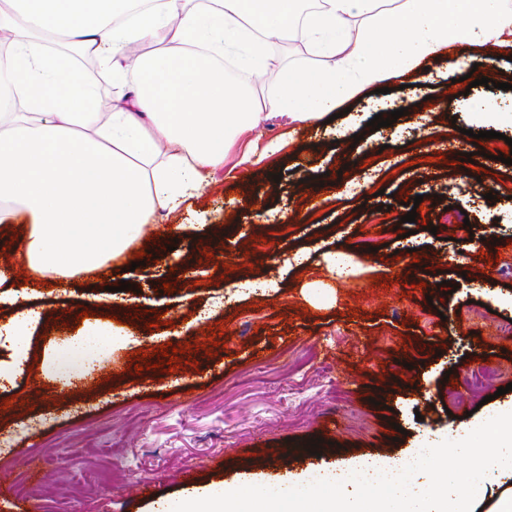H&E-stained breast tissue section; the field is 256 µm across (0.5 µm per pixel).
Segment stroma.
<instances>
[{
	"label": "stroma",
	"mask_w": 512,
	"mask_h": 512,
	"mask_svg": "<svg viewBox=\"0 0 512 512\" xmlns=\"http://www.w3.org/2000/svg\"><path fill=\"white\" fill-rule=\"evenodd\" d=\"M473 61L475 78L495 87L454 81L438 59L430 81L391 91L408 113L376 131L371 93L316 127L261 120L239 148L277 140L282 150L218 170L182 211L157 216L182 231L172 251L142 240V266L119 262L62 292L21 269L13 246L26 224H0V267H17L42 311L32 359L76 333L81 312L108 319L107 289L124 282L128 306L158 343L186 342L199 354L186 372L138 373L130 351L105 352L63 401L49 378L18 376L0 390L9 403L0 408V479L38 483L32 512H150L138 482H151L160 500L178 497L190 477L229 488L255 460L277 473L276 450L313 435L341 444L335 462L399 459L423 432L481 423L512 401V334L502 330L512 323V165L500 160L512 118L491 124L482 113L487 102L512 103V48H480ZM343 126L359 143L336 137ZM325 174L352 195L308 204ZM417 198L412 224L405 216ZM460 216L468 230L449 229ZM339 250L360 273L327 277L324 260ZM295 252L304 267L285 268ZM212 305L214 317L196 321ZM216 332L222 346L212 355L205 344ZM485 367L498 378L472 391ZM103 455L111 492L91 503L60 499L58 480L93 482Z\"/></svg>",
	"instance_id": "stroma-1"
}]
</instances>
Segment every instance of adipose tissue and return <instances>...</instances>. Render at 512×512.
<instances>
[{"instance_id":"1","label":"adipose tissue","mask_w":512,"mask_h":512,"mask_svg":"<svg viewBox=\"0 0 512 512\" xmlns=\"http://www.w3.org/2000/svg\"><path fill=\"white\" fill-rule=\"evenodd\" d=\"M0 0V30L14 37L0 54V199L15 202L29 232L17 245L30 267L64 285L127 259L157 224L223 168L239 137L262 115L316 125L345 102L411 74L451 46L507 41L512 0ZM388 31L385 40L368 37ZM301 30L314 64L284 65L281 45ZM63 34L89 51L114 88L100 111L95 89L67 55L44 42ZM139 41L160 51L129 63ZM278 70L274 93L256 78ZM13 302L12 360L0 389L30 366L28 329L42 313L26 291ZM142 344L133 324L89 321L46 353L43 367L62 389L90 375L108 349ZM469 457L448 472L444 449ZM500 487L487 512H512V404L494 416L492 436L472 426L423 435L403 459L364 456L316 471L236 489L195 487L159 512H472L487 483Z\"/></svg>"}]
</instances>
